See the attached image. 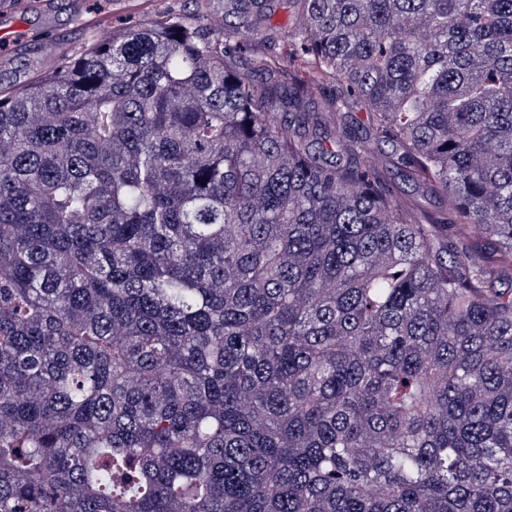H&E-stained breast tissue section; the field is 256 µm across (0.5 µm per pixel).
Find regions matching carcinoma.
<instances>
[{"mask_svg":"<svg viewBox=\"0 0 512 512\" xmlns=\"http://www.w3.org/2000/svg\"><path fill=\"white\" fill-rule=\"evenodd\" d=\"M295 2L0 84V512H512V0ZM224 1V14H226L225 24H227V29H236L242 33H244L246 40L251 44V52L246 55L240 62V70L245 74L250 75L251 77H255L256 79L265 78L266 75L262 71H258L256 68V64L253 61L256 57L262 55L265 52L264 46V31L263 30H254V31H246L245 28L239 27V20L236 18L234 14L228 15L231 12L230 8L233 5L232 0H223ZM378 154L385 175L395 181L405 191L406 197L422 212L436 213L445 208L446 202L422 185L408 182L396 166V148L390 145H378Z\"/></svg>","mask_w":512,"mask_h":512,"instance_id":"cac0c4a2","label":"carcinoma"}]
</instances>
